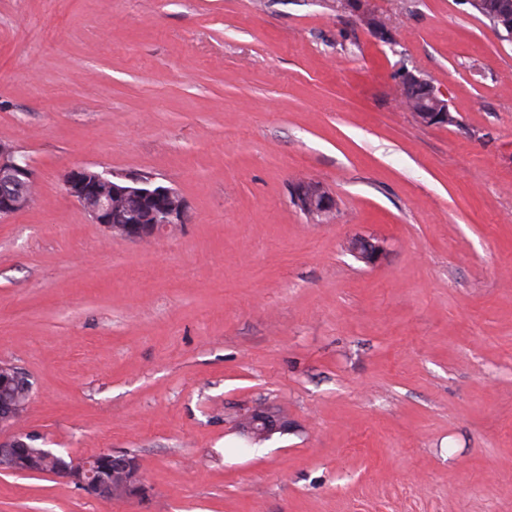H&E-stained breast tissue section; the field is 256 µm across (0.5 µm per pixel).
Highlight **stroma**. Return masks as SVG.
Here are the masks:
<instances>
[{
	"instance_id": "stroma-1",
	"label": "stroma",
	"mask_w": 512,
	"mask_h": 512,
	"mask_svg": "<svg viewBox=\"0 0 512 512\" xmlns=\"http://www.w3.org/2000/svg\"><path fill=\"white\" fill-rule=\"evenodd\" d=\"M376 6L397 49L342 48L333 0H0V140L36 174L0 219V362L23 430L140 459L146 512H512V43L465 0ZM403 61L456 125L399 107ZM83 165L187 223L112 237L64 192ZM257 399L293 430L247 444ZM0 512L144 511L0 471ZM293 204L305 215H321L336 208V198L320 182L301 179L291 186ZM349 249L358 261L369 267L378 265L386 254L384 240L374 236L352 238Z\"/></svg>"
}]
</instances>
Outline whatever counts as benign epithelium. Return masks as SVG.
<instances>
[{"label": "benign epithelium", "instance_id": "7a95c632", "mask_svg": "<svg viewBox=\"0 0 512 512\" xmlns=\"http://www.w3.org/2000/svg\"><path fill=\"white\" fill-rule=\"evenodd\" d=\"M342 9L349 21L366 30L376 40L395 47L397 40L390 26L373 10L369 0H344ZM399 102L424 126H445L456 121L448 102V92L434 84L420 71L401 66L398 76ZM110 172H99L92 166L70 169L64 177L66 193L84 207L91 221L102 225L112 236L148 242L187 219V204L174 189L156 183V177L128 175L127 185L109 178ZM34 172L19 163L12 145L0 140V216L14 215L31 203ZM291 201L305 215H321L336 208V198L321 183L301 179L291 186ZM151 198L158 202L163 215L159 223L138 224L123 220L121 212L129 202ZM350 252L369 267L378 265L386 254L384 240L374 236L351 239ZM3 384L16 385L32 396L34 384L22 368L0 362ZM31 400L0 403V470L23 472L37 469L41 459L55 457L56 449L39 448L27 453L28 441L34 435L16 429L26 414ZM235 430L255 442L271 439L291 431L288 415L264 400H256L239 409ZM52 475L77 486L103 505L116 500H135L137 493L147 492L138 459L117 451L87 457L67 455Z\"/></svg>", "mask_w": 512, "mask_h": 512}]
</instances>
